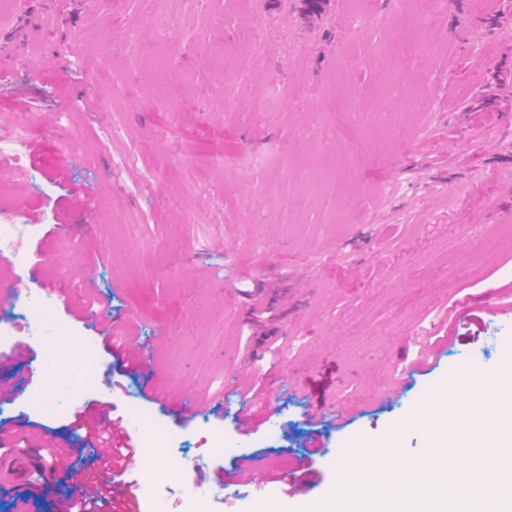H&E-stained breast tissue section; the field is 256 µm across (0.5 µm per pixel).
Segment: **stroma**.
Listing matches in <instances>:
<instances>
[{
  "label": "stroma",
  "mask_w": 512,
  "mask_h": 512,
  "mask_svg": "<svg viewBox=\"0 0 512 512\" xmlns=\"http://www.w3.org/2000/svg\"><path fill=\"white\" fill-rule=\"evenodd\" d=\"M357 2L325 0L308 17L300 0H53L72 51L49 54L61 40L49 23L27 47L32 71H0V138L17 120L29 128V176L0 190V210L37 225L26 283L68 295L56 316L98 338V384L55 420L19 408L0 424L90 471L74 421L98 415L139 445L137 408L169 443L127 482L177 466L171 502L181 484L216 486L247 457L268 482L225 487L211 512H253L266 496L300 512L285 474L314 501L353 444L394 434L401 453L421 454L427 436L408 414L471 361L512 353V242L499 238L512 226V0H444L431 23L413 20L431 28L408 69L427 137L366 123L357 142H321L340 108L394 106L378 90L389 8L372 0L355 28ZM159 17L168 39L150 32ZM88 89L106 109L89 110ZM380 141L382 160L369 149ZM334 152L352 154L346 171H331ZM64 238L74 253H60ZM104 295L111 306L90 313ZM257 301L272 319L255 321ZM109 324L154 348L158 399L101 340ZM40 359L29 343L25 360L0 364V386H42ZM243 377L270 399L247 435L227 397ZM186 397L200 408L190 418L177 411ZM218 401L222 418L205 415ZM343 403L342 422L312 421Z\"/></svg>",
  "instance_id": "35a3bbf8"
}]
</instances>
